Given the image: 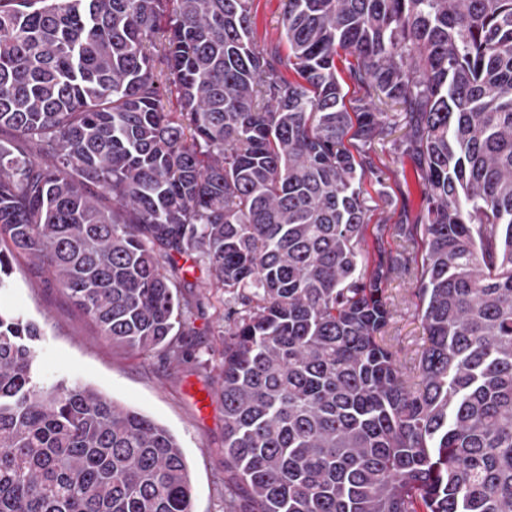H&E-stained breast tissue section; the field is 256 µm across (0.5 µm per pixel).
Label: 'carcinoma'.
<instances>
[{"instance_id": "carcinoma-1", "label": "carcinoma", "mask_w": 512, "mask_h": 512, "mask_svg": "<svg viewBox=\"0 0 512 512\" xmlns=\"http://www.w3.org/2000/svg\"><path fill=\"white\" fill-rule=\"evenodd\" d=\"M252 2L0 0V293L27 254L144 354L192 331L203 267L241 305L220 387L249 512H512V0H283L286 56ZM380 141L422 205L371 255ZM43 335L0 306V512H193L176 437L44 381ZM386 288L394 313L389 334L394 337L393 344L399 350L401 359L409 364L421 352L426 337L417 316L415 285L406 278L394 277Z\"/></svg>"}]
</instances>
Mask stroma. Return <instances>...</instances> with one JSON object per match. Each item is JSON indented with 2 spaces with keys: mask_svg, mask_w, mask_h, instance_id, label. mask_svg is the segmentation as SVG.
<instances>
[{
  "mask_svg": "<svg viewBox=\"0 0 512 512\" xmlns=\"http://www.w3.org/2000/svg\"><path fill=\"white\" fill-rule=\"evenodd\" d=\"M253 37L258 45L279 43L282 0H253ZM380 182H365L370 211L367 234L377 225L393 224L402 212L417 213L418 192L407 191L396 177L402 161L375 146ZM14 286L0 304L44 327L37 343L38 368L52 381L62 377L89 384L116 402L136 408L168 428L178 439L192 471L194 512H224V406L219 369L224 358L222 319L228 296L220 288L197 281L185 289L202 305L195 311L194 332L176 339L177 352L159 350L143 356L105 342L98 329L75 307L54 280L27 255H17ZM387 293L393 303L390 334L404 362L421 352L425 336L417 316L414 284L391 279Z\"/></svg>",
  "mask_w": 512,
  "mask_h": 512,
  "instance_id": "35a3bbf8",
  "label": "stroma"
}]
</instances>
